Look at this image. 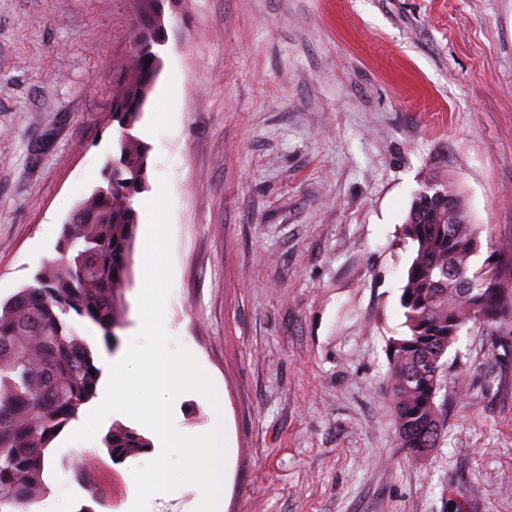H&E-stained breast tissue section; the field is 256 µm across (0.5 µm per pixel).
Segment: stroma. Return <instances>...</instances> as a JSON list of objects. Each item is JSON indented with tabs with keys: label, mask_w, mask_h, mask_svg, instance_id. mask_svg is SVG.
<instances>
[{
	"label": "stroma",
	"mask_w": 512,
	"mask_h": 512,
	"mask_svg": "<svg viewBox=\"0 0 512 512\" xmlns=\"http://www.w3.org/2000/svg\"><path fill=\"white\" fill-rule=\"evenodd\" d=\"M136 0H0V299L54 258L120 137L114 77ZM134 129L170 198L166 324L213 379L188 433L224 413L223 512H512V327L448 350L439 447L401 448L388 343L430 177L512 249V0H182ZM140 266L125 325L139 326ZM102 440L48 450L46 497L130 512L132 463Z\"/></svg>",
	"instance_id": "1"
}]
</instances>
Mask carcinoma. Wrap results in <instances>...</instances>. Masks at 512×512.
<instances>
[{
    "mask_svg": "<svg viewBox=\"0 0 512 512\" xmlns=\"http://www.w3.org/2000/svg\"><path fill=\"white\" fill-rule=\"evenodd\" d=\"M135 50L117 77L112 121L121 129L102 182L63 224L57 256L33 283L0 300V512H30L44 491L47 451L97 392L101 370L76 323L97 325L106 342L123 326L138 224L136 200L148 189L150 148L132 133L161 69L165 6L137 0ZM151 63H146V59ZM444 198L417 191L403 224L412 244L400 306L404 333L389 340L388 383L401 447L419 456L438 445L446 419L438 395L448 349L465 329L512 324V252L482 239L461 191L440 182ZM496 257L501 287L476 284L488 274L473 258ZM95 373H90V370ZM103 443L123 461L150 447L115 426Z\"/></svg>",
    "mask_w": 512,
    "mask_h": 512,
    "instance_id": "1",
    "label": "carcinoma"
}]
</instances>
